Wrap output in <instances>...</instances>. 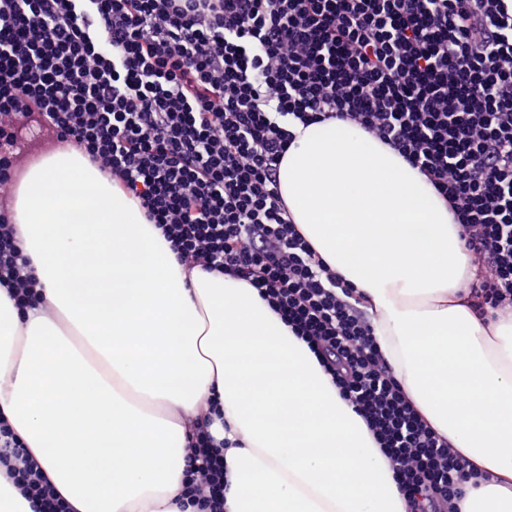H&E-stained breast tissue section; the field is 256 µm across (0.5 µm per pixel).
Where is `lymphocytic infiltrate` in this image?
<instances>
[{
    "label": "lymphocytic infiltrate",
    "instance_id": "lymphocytic-infiltrate-1",
    "mask_svg": "<svg viewBox=\"0 0 512 512\" xmlns=\"http://www.w3.org/2000/svg\"><path fill=\"white\" fill-rule=\"evenodd\" d=\"M341 120L426 178L459 226L472 307L512 312V0H0V197L20 130L78 146L187 269L254 288L363 417L408 512H462L467 476L392 375L352 289L288 214L296 125ZM0 277L36 280L0 214ZM186 495L224 512V459L191 429ZM36 512H69L11 431Z\"/></svg>",
    "mask_w": 512,
    "mask_h": 512
}]
</instances>
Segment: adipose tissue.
<instances>
[{
    "label": "adipose tissue",
    "mask_w": 512,
    "mask_h": 512,
    "mask_svg": "<svg viewBox=\"0 0 512 512\" xmlns=\"http://www.w3.org/2000/svg\"><path fill=\"white\" fill-rule=\"evenodd\" d=\"M279 179L409 400L489 474L463 512H512V317L468 306L471 257L444 201L341 121L304 128ZM11 211L38 300L19 307L0 284V421L71 512H200L181 491L205 419L224 445V512H407L308 345L245 282L186 270L76 146L28 164Z\"/></svg>",
    "instance_id": "obj_1"
}]
</instances>
